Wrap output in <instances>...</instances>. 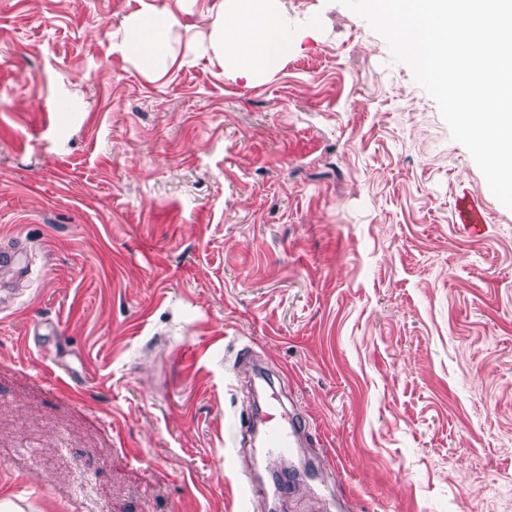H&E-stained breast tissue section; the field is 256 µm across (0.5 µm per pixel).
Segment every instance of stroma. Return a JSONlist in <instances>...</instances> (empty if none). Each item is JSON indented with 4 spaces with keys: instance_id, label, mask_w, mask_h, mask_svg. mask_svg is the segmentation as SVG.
Segmentation results:
<instances>
[{
    "instance_id": "obj_1",
    "label": "stroma",
    "mask_w": 512,
    "mask_h": 512,
    "mask_svg": "<svg viewBox=\"0 0 512 512\" xmlns=\"http://www.w3.org/2000/svg\"><path fill=\"white\" fill-rule=\"evenodd\" d=\"M154 2L185 22L156 81L113 47L139 0H0V244L33 269L0 276V502L265 512L273 405L315 472L283 512H512V210L339 0H283L252 86L200 46L215 0Z\"/></svg>"
}]
</instances>
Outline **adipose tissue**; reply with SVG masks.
<instances>
[{"label":"adipose tissue","instance_id":"obj_1","mask_svg":"<svg viewBox=\"0 0 512 512\" xmlns=\"http://www.w3.org/2000/svg\"><path fill=\"white\" fill-rule=\"evenodd\" d=\"M181 18L154 0L126 16L114 34L116 49L148 78L159 80L178 58L172 45ZM296 41L288 30L283 0H218L204 49L235 79L255 83L276 71Z\"/></svg>","mask_w":512,"mask_h":512}]
</instances>
